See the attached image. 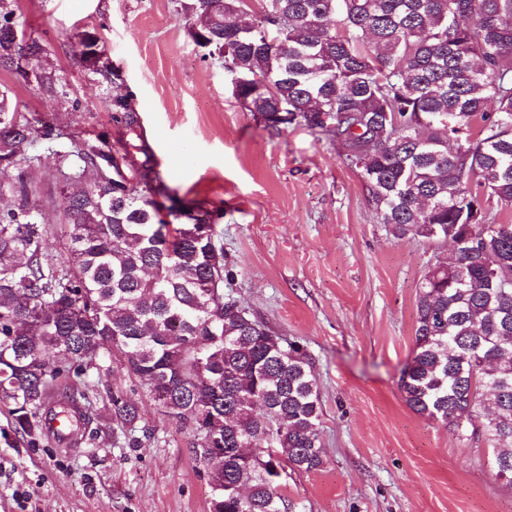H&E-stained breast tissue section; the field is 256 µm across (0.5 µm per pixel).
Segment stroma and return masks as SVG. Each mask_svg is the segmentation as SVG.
Here are the masks:
<instances>
[{
	"instance_id": "stroma-1",
	"label": "stroma",
	"mask_w": 512,
	"mask_h": 512,
	"mask_svg": "<svg viewBox=\"0 0 512 512\" xmlns=\"http://www.w3.org/2000/svg\"><path fill=\"white\" fill-rule=\"evenodd\" d=\"M184 2L18 0L26 34L43 41L66 90L49 98L0 69L12 110L64 133L25 149L49 259L67 263L56 154L75 140L115 141L106 102L131 94L174 200L224 204L225 288L313 366L323 464L282 476L297 512H512L489 450L414 413L399 389L418 285L451 246L395 239L332 137L274 132L247 111L192 41ZM78 32L96 36L114 82L84 61ZM104 367V379L58 383L85 394L98 429L72 445L16 432L0 400V512H210L212 467L196 457L192 428L161 415L120 354ZM111 389L141 412L133 439L112 427Z\"/></svg>"
}]
</instances>
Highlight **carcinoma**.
<instances>
[{
  "mask_svg": "<svg viewBox=\"0 0 512 512\" xmlns=\"http://www.w3.org/2000/svg\"><path fill=\"white\" fill-rule=\"evenodd\" d=\"M243 2L187 6L204 58L230 79H264L235 98L273 130L336 139L393 237L457 243L419 284L399 388L415 413L493 448L495 476L512 487V222L484 223L493 198L512 211V0H260L238 25ZM45 52L0 0V67L55 98ZM9 94L0 89V171L19 173L15 207L0 212V398L16 429L46 434L66 412L85 434L76 392L46 401L60 376L99 374L117 351L161 413L191 425L197 457L202 425L220 426L211 481L224 490L211 512H293L281 472L323 463L316 376L299 347L224 294L223 204H173L166 220L156 198L170 191L149 146L74 142L57 153L68 266H55L21 171L24 148L55 130L10 111ZM109 107L123 135L140 136L128 96ZM111 401L112 424L136 431L139 408L118 391Z\"/></svg>",
  "mask_w": 512,
  "mask_h": 512,
  "instance_id": "1",
  "label": "carcinoma"
}]
</instances>
